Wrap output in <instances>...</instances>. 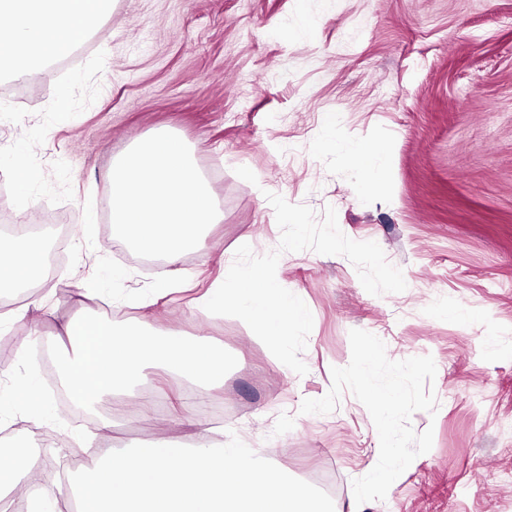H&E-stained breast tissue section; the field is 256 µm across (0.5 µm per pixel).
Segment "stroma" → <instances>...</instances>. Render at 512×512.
Masks as SVG:
<instances>
[{"instance_id": "1", "label": "stroma", "mask_w": 512, "mask_h": 512, "mask_svg": "<svg viewBox=\"0 0 512 512\" xmlns=\"http://www.w3.org/2000/svg\"><path fill=\"white\" fill-rule=\"evenodd\" d=\"M72 53L44 65L29 109L5 110L17 82L0 75V241L24 223L66 227L54 278L24 291L0 336L11 428L0 449L34 455L41 493L91 459L88 420H110L123 449L189 436L201 411L206 442L238 437L329 494L336 512H512V0H116ZM332 117L337 136L387 151L380 182L321 146ZM158 132L187 144L223 218L177 264L155 267L115 236L108 174ZM26 171L36 178L23 190L15 176ZM24 191L36 206L22 219ZM270 192L319 217L334 208L340 230L376 242L407 283L374 296L346 257L283 253L277 280L313 316L303 376L242 320L197 306L240 245L277 249ZM163 280L169 291L155 294ZM89 313L207 339L224 354L223 385L200 395L155 365L95 408L65 400L42 344L21 357L14 341ZM354 329L391 360L429 355L437 367L436 413L410 420L432 430L431 450L384 500L360 506L352 482L379 457L368 410L346 392L332 413L299 412L349 364ZM29 385L42 418L8 400Z\"/></svg>"}]
</instances>
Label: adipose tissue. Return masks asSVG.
<instances>
[{
  "label": "adipose tissue",
  "mask_w": 512,
  "mask_h": 512,
  "mask_svg": "<svg viewBox=\"0 0 512 512\" xmlns=\"http://www.w3.org/2000/svg\"><path fill=\"white\" fill-rule=\"evenodd\" d=\"M115 0H0V15L14 18L12 28L0 30V66L14 78L36 77L38 61L54 57L56 43L75 47L94 25L110 17ZM44 247L23 235L0 243V294L39 283ZM58 367L71 398L91 408L103 398L140 379L151 364L198 378L211 385L224 381V357L205 339H155L138 328L122 329L103 317L81 316L68 321L61 336ZM35 464L25 451L0 449V495L23 504L25 512H46L45 500L33 492Z\"/></svg>",
  "instance_id": "1"
}]
</instances>
